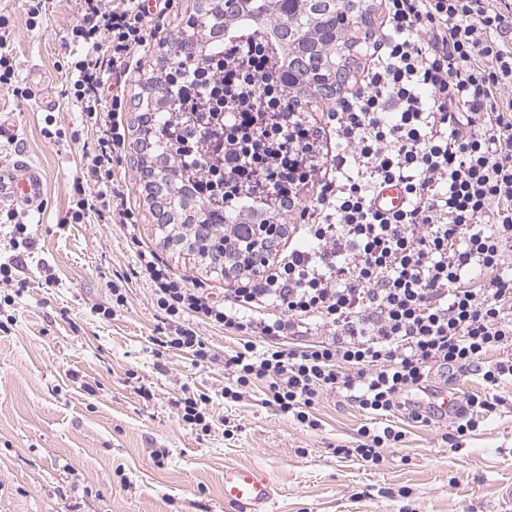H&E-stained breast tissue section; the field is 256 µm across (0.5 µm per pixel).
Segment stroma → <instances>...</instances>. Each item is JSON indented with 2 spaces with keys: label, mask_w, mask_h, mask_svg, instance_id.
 Wrapping results in <instances>:
<instances>
[{
  "label": "stroma",
  "mask_w": 512,
  "mask_h": 512,
  "mask_svg": "<svg viewBox=\"0 0 512 512\" xmlns=\"http://www.w3.org/2000/svg\"><path fill=\"white\" fill-rule=\"evenodd\" d=\"M194 4L174 0L122 78L126 148L112 184L137 218L130 231L68 220L73 184L87 178L82 156L99 137L64 96L67 63L81 51L70 38L75 0H47L36 27L26 0H0L19 82L41 81L55 103L49 111L38 98L0 90V112L14 113L19 127L16 141L0 143V160L27 157L48 174L44 210L27 211L35 249L15 247L14 226L0 223V260H22L21 287L0 288V321L8 324L0 332V512H235L224 503L229 465L266 475L269 512H512L510 380L498 388L500 411L457 448L447 441L455 417L423 425L395 412L404 442L373 467L335 454L364 421L341 395L316 404L314 431L281 413L267 390L224 400V361L238 340L222 329L197 327L216 361L156 351L161 323L145 281L133 282L120 311L102 315L114 274L129 271L140 246L211 299L235 285L164 239L137 163L141 83L157 66L159 42L181 29ZM49 112L65 131L55 141L41 133ZM49 271L55 283H46ZM202 392L214 415L208 432L178 417V400Z\"/></svg>",
  "instance_id": "1"
}]
</instances>
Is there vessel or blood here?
I'll use <instances>...</instances> for the list:
<instances>
[{
	"instance_id": "1",
	"label": "vessel or blood",
	"mask_w": 512,
	"mask_h": 512,
	"mask_svg": "<svg viewBox=\"0 0 512 512\" xmlns=\"http://www.w3.org/2000/svg\"><path fill=\"white\" fill-rule=\"evenodd\" d=\"M48 177L31 161L16 159L0 162V208L18 204L41 207L47 197ZM274 492L260 471L243 466L224 469V500L238 512H267Z\"/></svg>"
}]
</instances>
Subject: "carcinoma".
<instances>
[{
  "label": "carcinoma",
  "instance_id": "obj_1",
  "mask_svg": "<svg viewBox=\"0 0 512 512\" xmlns=\"http://www.w3.org/2000/svg\"><path fill=\"white\" fill-rule=\"evenodd\" d=\"M359 0H344L340 7L313 9L306 0H254L249 10L234 13L224 7V0H198L185 21L188 28L202 26L204 35L191 57L172 53L168 43L158 46L159 57L171 64L181 86L164 87V93L153 100V88L159 78L150 77L144 86L142 105L155 119L151 126L139 125V142L144 152L142 163L156 157H167L175 145L191 136L195 139L214 138L221 152L212 155L213 169H224V95L225 81L212 74L214 62L225 55L230 43L254 44L278 66V85L299 96L305 93L323 94L327 78L336 73V66L357 44L354 37L343 38L351 31L360 13ZM341 66V65H339ZM347 73V65L341 66ZM163 176L175 181L168 193L172 220L167 222V240L202 235L215 244L224 243L219 229L235 223L234 214L224 208V181L211 189L206 203L188 204L182 194V184L196 177L193 166L170 165L161 168Z\"/></svg>",
  "mask_w": 512,
  "mask_h": 512
}]
</instances>
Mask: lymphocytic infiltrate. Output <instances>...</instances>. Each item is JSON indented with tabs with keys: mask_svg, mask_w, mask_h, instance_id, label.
<instances>
[{
	"mask_svg": "<svg viewBox=\"0 0 512 512\" xmlns=\"http://www.w3.org/2000/svg\"><path fill=\"white\" fill-rule=\"evenodd\" d=\"M74 41L85 52L68 67L67 95L102 135L84 167L93 186L75 182L73 223L134 226L136 218L112 188V169L125 151L124 99L111 91L102 52L113 67L150 36L142 0H78ZM385 41L374 42L361 76L308 128L301 111L283 101L278 112L253 121L238 158L253 170L235 183L236 224H257L272 198L283 212L299 211L306 246L273 254L270 274L254 276L225 261L235 280L223 301L171 272L154 251L137 250L130 272L111 284L123 307L133 281L148 282L164 334L159 347L196 361L211 353L196 331L204 323L239 336L226 365L223 396L267 389L280 412L315 430V403L336 393L361 411L356 445L336 454L376 465L399 447L402 431L387 424L396 407L418 423L440 411L435 403L403 402L433 371L464 369L485 385L468 399L458 436L476 431L503 401L497 387L512 363L489 361L512 347V0H384ZM245 101L267 93V68L254 52L231 56ZM333 138L330 166L315 158L318 142ZM281 157L307 158V178L319 185L301 205L295 185L263 157L268 143ZM388 184L405 206L389 215L374 207ZM483 287H471L477 275Z\"/></svg>",
	"mask_w": 512,
	"mask_h": 512,
	"instance_id": "1",
	"label": "lymphocytic infiltrate"
}]
</instances>
